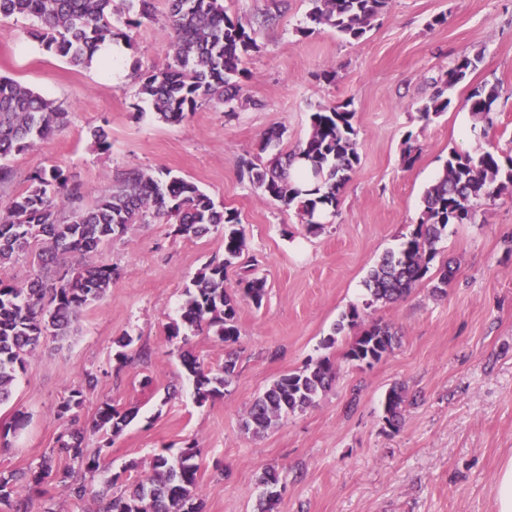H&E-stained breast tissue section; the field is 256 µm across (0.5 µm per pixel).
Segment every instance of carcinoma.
<instances>
[{
	"label": "carcinoma",
	"mask_w": 512,
	"mask_h": 512,
	"mask_svg": "<svg viewBox=\"0 0 512 512\" xmlns=\"http://www.w3.org/2000/svg\"><path fill=\"white\" fill-rule=\"evenodd\" d=\"M308 2L303 34L329 26L353 40L361 39L391 4V0ZM166 5L171 55L162 67L142 72L134 65L139 72L137 95L165 123H178L198 107L216 101L223 103L227 112L237 111L243 104L242 64L259 49L257 31L230 17L224 0H166ZM124 11L135 15L124 21L131 30L154 19L155 0H0V18L33 20L29 35L47 52L76 67L89 66L95 50L107 40L132 43L129 33L114 30L112 24V18ZM480 61L478 54L460 56L444 79L434 81V91L419 108V118L430 122L447 112L451 99L446 92L464 81ZM498 96L495 85L476 87L466 106L477 121L490 127ZM354 116L346 104L313 113L303 142L267 159H243L241 173L264 197L296 208L308 231H322L323 220L336 215L339 197L359 163ZM67 117L68 113L53 101L1 76L0 160L29 149L36 140L64 127ZM285 133L283 127L269 129L260 151L278 146ZM298 161L314 180L310 189H302L292 180L290 170ZM28 182L25 191L0 205V404L9 399L27 354L49 336L67 335L82 309L100 300L111 287L115 269L92 258L131 226L150 218L174 220L177 235L198 237L223 228L224 262L205 265L192 279L180 307V320L191 329L214 330L224 343L236 342L240 336L238 301L224 288L227 267L246 247L236 212L217 208L194 182L169 171L154 176L132 167L118 175L112 188L88 207L82 205L79 185H69L68 176L59 167L39 169ZM504 194L512 195L511 155L451 151L442 173L424 193L416 229L398 251L386 253L370 271L365 281L369 299L361 309L351 306L336 330L356 326L363 309L409 295L430 272L442 231L450 224L473 223L479 201H493ZM22 253L30 259L33 273L17 282L7 269ZM453 276L450 265L441 266L434 275V291L446 292ZM239 285L241 298L261 307L266 295L263 279L245 278ZM179 325L171 326L173 334H179ZM396 336L390 327L372 322L353 339L345 357L359 366H371L392 352ZM184 365L193 379L195 399L203 404L224 395L236 363L227 357L219 375L195 360L186 359ZM335 379L336 369L326 358L281 375L249 407L245 428L255 435L264 433L312 406L318 393L330 388ZM407 401L405 385L396 383L387 390L383 411L390 428H400ZM83 402V388L77 385L58 406L57 418L68 420L73 427L61 433L57 443L86 472L94 474L104 468L103 450L112 446V435L127 425L134 411L106 400L87 430L76 427L75 410ZM89 432L101 434V444L92 455L87 454L85 444ZM197 456L198 449L193 446L174 460L156 456L151 475L131 485L128 493L112 497L105 491L99 494L97 512H202L203 503L196 497ZM21 481L33 486L54 483L78 500L88 494L85 484L73 480L70 469L57 468L44 456L21 473L0 472V504H7L9 512H30L29 500L17 493ZM278 482L276 469L264 471L261 483L266 494L260 501L261 512H275L271 488Z\"/></svg>",
	"instance_id": "1"
}]
</instances>
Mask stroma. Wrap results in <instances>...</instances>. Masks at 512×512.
Listing matches in <instances>:
<instances>
[{
  "mask_svg": "<svg viewBox=\"0 0 512 512\" xmlns=\"http://www.w3.org/2000/svg\"><path fill=\"white\" fill-rule=\"evenodd\" d=\"M231 17L257 24L259 51L245 58L249 105L226 115L212 104L170 125L137 95L134 75L71 66L28 35L29 19L0 20V76L55 101L69 123L28 150L8 157L14 172L0 201L23 190L37 169L62 168L92 204L113 176L137 166L195 182L216 205L239 214L246 248L227 269L266 280L261 306H237L240 336L171 326L185 288L210 261L224 258V235L180 236L172 225H135L101 251L119 276L103 298L82 310L70 336L49 338L26 358L0 426L15 414L23 427L0 445V472L27 470L42 457L74 468L89 496L77 501L53 485L20 488L32 512H94L107 480L116 491L145 479L155 456L199 450L198 496L204 512H258L265 468L282 481L277 512H495L500 465L512 454V197L482 202L472 224H451L437 244L434 266L452 262L445 295L431 281L410 295L366 309L364 323L399 334L394 350L372 366L347 361L356 336L336 331L342 313L366 297L363 282L381 256L398 250L419 222L422 196L450 151L512 152V0H392L358 41L322 27L302 35L308 0H225ZM442 24H435V17ZM159 16L133 32L131 61L165 63L169 38ZM482 61L453 87L447 112L431 123L418 109L464 54ZM498 85L495 124L481 132L465 105L470 91ZM349 104L360 161L345 186L333 224L313 234L296 209L266 199L239 167L257 153L263 134L281 126L288 151L305 140L312 112ZM105 127L109 149L93 142ZM417 151L405 163V142ZM130 335L145 358L119 363L114 341ZM190 353L205 366L237 358L223 397L197 404L182 364ZM329 358L336 380L315 403L264 436L243 428L253 399L282 374ZM94 376L78 422L89 426L104 400L137 408L112 441L104 471L75 468L57 444L67 421L56 409L71 386ZM412 395L401 427L383 419L388 388Z\"/></svg>",
  "mask_w": 512,
  "mask_h": 512,
  "instance_id": "stroma-1",
  "label": "stroma"
}]
</instances>
